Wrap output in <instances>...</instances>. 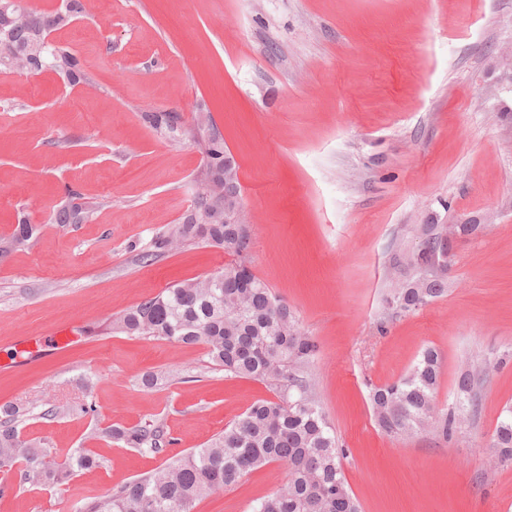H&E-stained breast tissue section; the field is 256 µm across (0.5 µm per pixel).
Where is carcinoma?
Instances as JSON below:
<instances>
[{
  "mask_svg": "<svg viewBox=\"0 0 512 512\" xmlns=\"http://www.w3.org/2000/svg\"><path fill=\"white\" fill-rule=\"evenodd\" d=\"M79 0H62L51 11L0 0V67L14 72V54L24 55L26 73L45 67L70 83L84 80L77 52L49 35L71 24ZM154 129L176 135L178 112H148ZM205 122L203 145L210 168L224 173V135L212 112L199 106L193 122ZM67 202L53 214L56 224H83L93 208L78 192L66 191ZM246 224H177L155 237L154 250L164 253L202 243L224 250L231 260L203 278L188 279L165 288L113 319V330L176 345H202L212 365L235 376L265 381L276 392L274 400L252 404L204 447L175 457L164 467L142 475L104 498L86 497L78 512H193L195 504L225 486L238 484L250 472L271 463L288 468L286 485L260 499L252 512H360L343 472L346 449L315 398L304 368L318 351L288 304L257 277L249 266L250 240L239 235ZM36 228L24 217L14 232L0 238V261L30 246ZM405 263L409 273L396 281L385 299L388 317L416 312L448 292V257L430 250L412 252ZM214 277L222 287L208 288ZM441 357L428 347L406 375L374 388L371 406L378 427L403 438L419 433L449 435L464 412L478 410L475 378L463 372L457 379L455 402L437 401ZM19 411L3 409L0 419V465L19 464L20 477L33 485H62L78 472L101 466L89 449L78 448L63 462L51 449L22 439L15 423ZM92 438L121 442L144 453L161 454L174 444L159 423L132 427L109 425ZM498 464L512 465V409L499 418L491 439Z\"/></svg>",
  "mask_w": 512,
  "mask_h": 512,
  "instance_id": "obj_1",
  "label": "carcinoma"
}]
</instances>
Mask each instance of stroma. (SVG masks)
Segmentation results:
<instances>
[{"instance_id":"obj_1","label":"stroma","mask_w":512,"mask_h":512,"mask_svg":"<svg viewBox=\"0 0 512 512\" xmlns=\"http://www.w3.org/2000/svg\"><path fill=\"white\" fill-rule=\"evenodd\" d=\"M55 41L79 53L83 83L50 69L0 71V237L38 227L0 262V407L65 459L101 467L66 486L0 477V512H76L201 447L267 383L224 374L203 346L110 331L114 317L177 282L222 268L203 244L158 255L151 241L190 210L205 160L193 125L207 105L241 166L253 272L287 300L319 349L305 369L347 450L362 512H512V466L489 443L512 407V92L494 63L512 50V0H81ZM147 112H177V139ZM76 189L93 220L50 223ZM483 221L459 238L448 293L386 321L383 301L423 224ZM441 355L437 400L476 376L479 408L451 436L393 438L373 387ZM152 372L155 387L141 384ZM94 404L85 414L81 405ZM162 423L165 453L93 439L107 425ZM288 480L277 463L199 501L252 512Z\"/></svg>"}]
</instances>
